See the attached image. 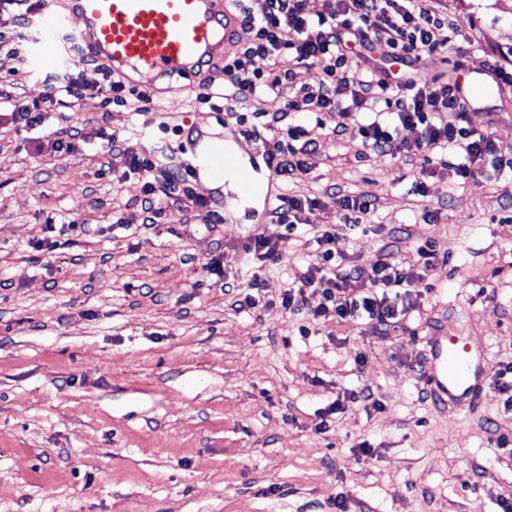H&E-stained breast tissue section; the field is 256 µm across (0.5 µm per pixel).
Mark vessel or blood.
<instances>
[{
    "label": "vessel or blood",
    "instance_id": "1",
    "mask_svg": "<svg viewBox=\"0 0 512 512\" xmlns=\"http://www.w3.org/2000/svg\"><path fill=\"white\" fill-rule=\"evenodd\" d=\"M82 25L71 29L72 17ZM241 33V18L231 0H47L39 20L34 61L60 58L63 42L73 38L81 52L110 64L136 88L153 87L163 79L195 81L218 65L220 53H232ZM466 106L500 90L490 71L458 76ZM201 162L210 178L223 182L237 175L240 196L253 191L254 177L238 157L217 148ZM430 367L426 389L443 409L474 405L483 388L487 361L483 346L468 336H433L428 340Z\"/></svg>",
    "mask_w": 512,
    "mask_h": 512
}]
</instances>
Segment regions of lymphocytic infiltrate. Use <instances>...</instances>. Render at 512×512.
<instances>
[{
	"label": "lymphocytic infiltrate",
	"instance_id": "f902f5d3",
	"mask_svg": "<svg viewBox=\"0 0 512 512\" xmlns=\"http://www.w3.org/2000/svg\"><path fill=\"white\" fill-rule=\"evenodd\" d=\"M242 13L243 45L221 70L222 81H208L202 98L214 111H223L229 93L259 101L282 94L294 66L322 64L325 78L315 88L300 87L289 101V109L314 112L351 131L363 147L377 155L392 156L428 153L456 176L467 178L474 167L488 166L501 171L512 150L502 147L490 134L477 133L464 125L465 110L453 83L436 84L408 79L392 86L380 67L369 63L367 53L383 48L386 55L418 61L451 46L458 34L456 25L419 0H331L327 13L309 16L305 0H265L260 14H253L245 0H235ZM365 63L367 78L351 84L337 73L349 59ZM265 68H257L256 60ZM87 88L77 77L67 76L54 83L41 103L27 104L0 91V109L9 110L13 124L26 132H41L51 113L74 109ZM381 99L385 110L360 121L357 111L369 100ZM416 130L413 141L401 140L399 131ZM283 142L276 145L274 159L279 182L307 171L316 153L303 121L281 130ZM456 161H449V153ZM129 169L143 175L144 204L148 213L162 215L169 200H189L198 209L208 208L207 200L194 197L188 165H163L157 157L127 146ZM318 253L313 262L295 272L282 298L290 314L311 312L313 317L339 322L364 317L375 329L388 333L400 317L398 299L410 295L425 279L431 267L432 251L418 246L420 272L406 270L391 253L379 254L368 265L348 263L335 229L317 236ZM321 293L323 301L307 310L306 292Z\"/></svg>",
	"mask_w": 512,
	"mask_h": 512
}]
</instances>
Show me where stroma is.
I'll return each instance as SVG.
<instances>
[{"mask_svg": "<svg viewBox=\"0 0 512 512\" xmlns=\"http://www.w3.org/2000/svg\"><path fill=\"white\" fill-rule=\"evenodd\" d=\"M458 28L454 45L426 59L422 80L446 83L458 67L487 70L512 57V0H427ZM0 55V85L28 103L78 73L89 90L68 123L145 127L146 152L193 159V142L234 144L255 178L278 135L287 97L215 112L182 91L152 95L142 113L97 95L103 75L75 59L46 61L21 85ZM465 126L512 147V87L472 106ZM311 168L286 191L316 199L304 225L261 223L264 200L242 206L230 187L196 176L212 215L187 208L146 223L143 179L124 144L87 156L39 148L0 115V512H504L512 504V410L497 381L512 362V173L465 179L434 167L414 193L424 154L380 156L314 118ZM364 191L374 209L346 231L362 264L380 252L413 261L429 243L427 290L412 295L396 329L362 319L319 323L282 306L287 271L313 259L314 226L342 223L339 199ZM430 222H423V212ZM75 229L51 237L56 216ZM288 238L280 262L245 252ZM219 259L223 276L203 271ZM259 277L257 308L238 305L225 278ZM472 332L489 355L474 408L439 409L424 390L426 336ZM370 388L378 407L349 403L320 429L336 398ZM370 454H362L361 443Z\"/></svg>", "mask_w": 512, "mask_h": 512, "instance_id": "obj_1", "label": "stroma"}]
</instances>
